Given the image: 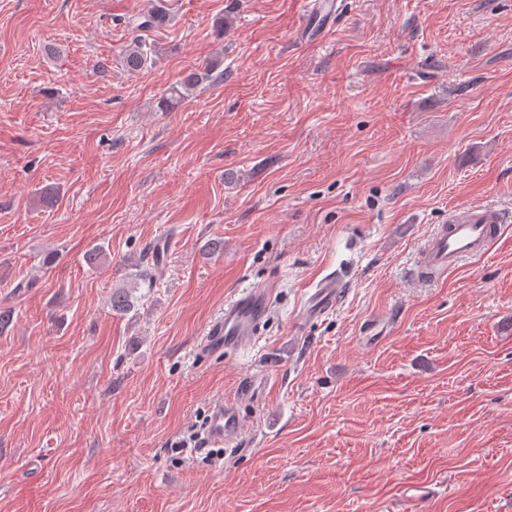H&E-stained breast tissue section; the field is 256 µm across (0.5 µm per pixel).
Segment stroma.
<instances>
[{"instance_id": "35a3bbf8", "label": "stroma", "mask_w": 512, "mask_h": 512, "mask_svg": "<svg viewBox=\"0 0 512 512\" xmlns=\"http://www.w3.org/2000/svg\"><path fill=\"white\" fill-rule=\"evenodd\" d=\"M481 202L512 214V0H0V512H512V223L412 274ZM251 288L258 344L200 351ZM220 398L242 447L172 452ZM216 68V65H211L210 68H206L205 71L191 72L189 73L183 82L179 86H174L169 91V98L166 99V106L172 105L173 102H181L184 99L185 93L188 94L193 88L209 82L212 80V71ZM506 221L502 209L491 204H472L456 208L426 240L419 258L417 277L435 278L466 259L486 254L500 235ZM342 288V283L334 277L320 281L303 309L304 319L318 318L336 306Z\"/></svg>"}]
</instances>
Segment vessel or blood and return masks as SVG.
<instances>
[{"label":"vessel or blood","instance_id":"vessel-or-blood-1","mask_svg":"<svg viewBox=\"0 0 512 512\" xmlns=\"http://www.w3.org/2000/svg\"><path fill=\"white\" fill-rule=\"evenodd\" d=\"M504 222L502 209L491 204H472L452 210L447 224L426 240L416 275L435 277L466 259L486 254ZM342 288V283L333 277L320 281L303 309L304 319L312 320L331 310ZM269 300L267 290L253 288L227 302L223 317L214 321L203 337L202 350H236L256 344L269 313ZM238 402L220 399L210 404L206 429L209 444L238 445L242 433Z\"/></svg>","mask_w":512,"mask_h":512}]
</instances>
